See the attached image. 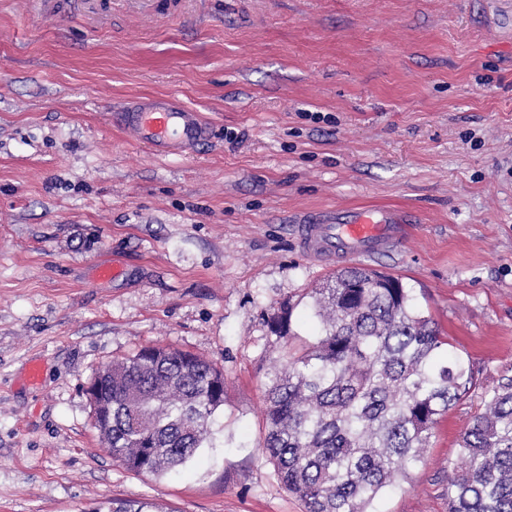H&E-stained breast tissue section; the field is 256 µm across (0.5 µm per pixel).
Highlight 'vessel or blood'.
<instances>
[{"label": "vessel or blood", "instance_id": "1", "mask_svg": "<svg viewBox=\"0 0 512 512\" xmlns=\"http://www.w3.org/2000/svg\"><path fill=\"white\" fill-rule=\"evenodd\" d=\"M116 120L159 156L183 153L208 137L200 113L169 96L141 99L117 112ZM405 222L404 215L390 210H345L331 219L300 224V246L307 258L318 262L368 258L391 251L402 239Z\"/></svg>", "mask_w": 512, "mask_h": 512}]
</instances>
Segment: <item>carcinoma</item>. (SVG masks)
I'll return each instance as SVG.
<instances>
[{
    "mask_svg": "<svg viewBox=\"0 0 512 512\" xmlns=\"http://www.w3.org/2000/svg\"><path fill=\"white\" fill-rule=\"evenodd\" d=\"M315 342L287 346L266 389L260 448L305 512H373L408 470L424 462L438 416L483 387L482 369L440 335L401 279L341 269L314 288ZM294 304L267 321L291 336ZM98 430L125 469L159 476L209 442L224 409V375L175 349L146 347L95 376ZM448 473V512H512V376L484 391ZM165 512L148 499L103 502L96 512Z\"/></svg>",
    "mask_w": 512,
    "mask_h": 512,
    "instance_id": "cac0c4a2",
    "label": "carcinoma"
}]
</instances>
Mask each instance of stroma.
Wrapping results in <instances>:
<instances>
[{
    "mask_svg": "<svg viewBox=\"0 0 512 512\" xmlns=\"http://www.w3.org/2000/svg\"><path fill=\"white\" fill-rule=\"evenodd\" d=\"M157 93L209 139L159 157L112 126ZM351 207L410 221L357 266L411 288L485 384L512 369V0H0V512H304L260 448L266 322L343 266L298 224ZM291 329L314 341L310 301ZM144 346L224 373L213 445L176 474L124 469L94 425L93 376ZM480 408L443 415L375 512H448ZM107 509V511H102ZM96 512H165L157 503L148 499L145 500H128L125 502H115L112 500V509L108 502L99 505Z\"/></svg>",
    "mask_w": 512,
    "mask_h": 512,
    "instance_id": "obj_1",
    "label": "stroma"
}]
</instances>
